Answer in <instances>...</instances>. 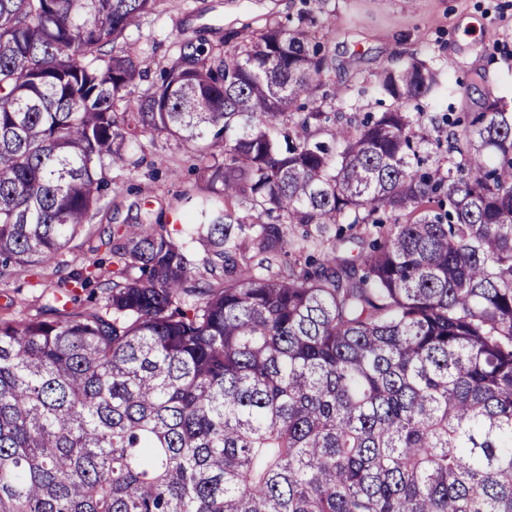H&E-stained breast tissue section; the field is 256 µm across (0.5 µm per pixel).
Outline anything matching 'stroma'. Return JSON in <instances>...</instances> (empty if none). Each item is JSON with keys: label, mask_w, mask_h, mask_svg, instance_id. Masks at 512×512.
<instances>
[{"label": "stroma", "mask_w": 512, "mask_h": 512, "mask_svg": "<svg viewBox=\"0 0 512 512\" xmlns=\"http://www.w3.org/2000/svg\"><path fill=\"white\" fill-rule=\"evenodd\" d=\"M308 10L332 61L323 77L324 105L332 125H359L382 111L378 98L361 99L356 111L337 110V98L355 96L400 59L436 57L445 84L424 100L417 133L428 136V166L446 162L448 135L462 131L492 92L512 99V0H160L127 38L138 43L146 76L126 93L123 106L136 107L158 83L182 41L208 46L234 44L241 31L261 33L266 25ZM107 183L99 213L58 254L40 266L0 278V318L35 316L50 304L47 283L80 272L92 261H108L102 228L113 224H164L179 237L192 234L201 211L219 204L191 169L190 149L166 134L146 133L129 143L124 162L103 172Z\"/></svg>", "instance_id": "1"}]
</instances>
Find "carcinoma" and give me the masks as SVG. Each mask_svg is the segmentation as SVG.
I'll use <instances>...</instances> for the list:
<instances>
[{
  "instance_id": "1",
  "label": "carcinoma",
  "mask_w": 512,
  "mask_h": 512,
  "mask_svg": "<svg viewBox=\"0 0 512 512\" xmlns=\"http://www.w3.org/2000/svg\"><path fill=\"white\" fill-rule=\"evenodd\" d=\"M159 2L0 0V276L53 261L147 130L223 200L188 241L116 228L109 277L52 293L103 309L0 319V512H512V104L428 169L412 56L324 141L300 13L183 41L120 112Z\"/></svg>"
}]
</instances>
